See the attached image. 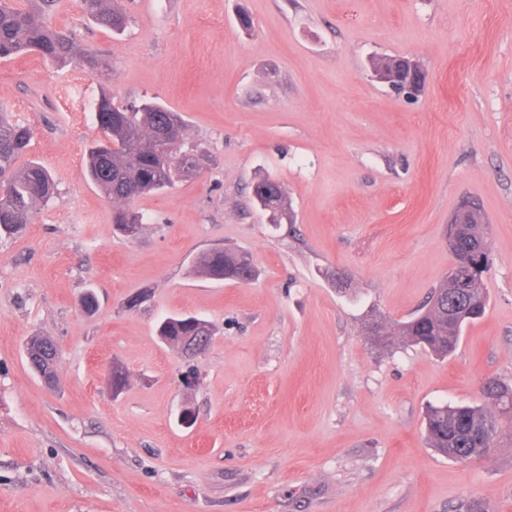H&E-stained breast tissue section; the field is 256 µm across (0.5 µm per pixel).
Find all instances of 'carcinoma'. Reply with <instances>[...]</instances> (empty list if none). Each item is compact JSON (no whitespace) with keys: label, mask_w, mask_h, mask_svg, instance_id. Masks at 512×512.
<instances>
[{"label":"carcinoma","mask_w":512,"mask_h":512,"mask_svg":"<svg viewBox=\"0 0 512 512\" xmlns=\"http://www.w3.org/2000/svg\"><path fill=\"white\" fill-rule=\"evenodd\" d=\"M59 0H0V59L36 53L59 68L79 64L94 69L96 54L81 49L74 40L53 29L42 17L53 11ZM115 0H81L86 15L96 23L121 31L126 16L113 5ZM94 121L103 138L87 152L89 178L117 207L113 224L127 237L135 236L142 216L132 209L139 198L172 187L179 179L195 176L199 159L181 151L185 119L182 113L160 103H145L128 108L112 102L103 93L96 102ZM32 138L29 127L17 124L0 112V235H14L32 223L36 207L55 194L48 171L35 161L18 165L27 154ZM274 179H264L253 188L257 203L272 209L271 221L278 223L288 211V198L272 195ZM459 255L488 253L486 225L481 211L466 218L456 237ZM196 268L212 279L234 281L242 272L254 268L242 252L211 249L201 253ZM488 267L473 273L460 268L447 273L431 290L419 313L397 321L390 330L375 337L380 344L388 336H398L408 346H419L446 357L458 346L463 329L483 316L488 293L484 274ZM162 342L181 348L191 336H212L210 324L196 316L172 315L158 328ZM28 363L42 379H56L59 350L49 338L34 336L26 343ZM481 404L431 407L425 418L430 447L458 462L484 458L495 446L499 433L512 431V385L489 376L480 382Z\"/></svg>","instance_id":"obj_1"}]
</instances>
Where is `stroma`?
<instances>
[{
    "label": "stroma",
    "mask_w": 512,
    "mask_h": 512,
    "mask_svg": "<svg viewBox=\"0 0 512 512\" xmlns=\"http://www.w3.org/2000/svg\"><path fill=\"white\" fill-rule=\"evenodd\" d=\"M120 3L121 33L80 0L47 18L104 69L0 60V106L58 189L0 238V512H512V439L461 463L424 430L429 407L479 402L483 378L512 384V0ZM377 57L415 61L422 94L375 81ZM104 93L181 112L183 150L204 155L135 202L131 239L85 174L101 137L85 101ZM268 177L290 207L275 225L251 199ZM465 197L487 226L484 316L445 359L376 345L369 323L441 283ZM214 247L249 253L258 278L195 270ZM174 314L211 324L204 355L159 339ZM34 335L60 349L55 385L28 364Z\"/></svg>",
    "instance_id": "35a3bbf8"
}]
</instances>
